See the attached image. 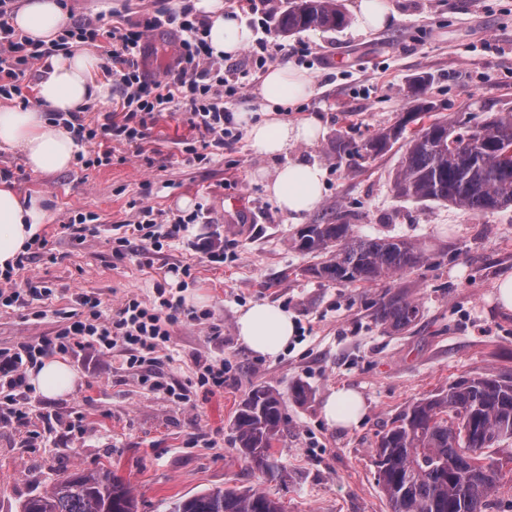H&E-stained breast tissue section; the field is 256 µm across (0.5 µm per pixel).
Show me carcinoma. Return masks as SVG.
<instances>
[{
	"label": "carcinoma",
	"mask_w": 512,
	"mask_h": 512,
	"mask_svg": "<svg viewBox=\"0 0 512 512\" xmlns=\"http://www.w3.org/2000/svg\"><path fill=\"white\" fill-rule=\"evenodd\" d=\"M348 18L339 0H291L276 30L294 35L311 29L344 28ZM427 78L409 86L414 109L397 125L361 142L343 137L339 156L361 159L386 152L404 137L407 125L430 114L424 98ZM395 189L415 200L448 202L464 211L489 213L512 206V116L455 127L435 119L406 143ZM294 249L321 258L307 267L309 277L355 285L385 282L420 268L429 260L417 241L358 235L351 224L328 217L307 224L291 240ZM419 314L403 293L387 292L375 318L400 331ZM281 393L257 385L240 404L232 423L233 442L251 469L270 479L285 467L272 452L288 430ZM512 440V374L499 372L461 380L407 407L373 449L378 485L391 512H489L500 470L485 450ZM132 487L112 470H68L39 495L20 504V512H137ZM171 512H285L282 502L260 489H208L180 497Z\"/></svg>",
	"instance_id": "1"
}]
</instances>
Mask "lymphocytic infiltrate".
<instances>
[{
    "label": "lymphocytic infiltrate",
    "mask_w": 512,
    "mask_h": 512,
    "mask_svg": "<svg viewBox=\"0 0 512 512\" xmlns=\"http://www.w3.org/2000/svg\"><path fill=\"white\" fill-rule=\"evenodd\" d=\"M14 2L0 0V96L4 98L20 94V78L35 65L69 50L75 43L95 46L100 36L92 22L77 20L55 42L32 39L9 23ZM161 28L172 30L176 36L174 63L164 76L151 77L141 69L140 60L146 55L150 34ZM207 34V20L194 15L187 5L178 10L144 11L129 27L113 28L105 72L122 87L119 111L106 113L102 122L93 127L81 124L76 129L79 142L97 146L96 163L110 161L112 143L141 147L148 137L149 120L166 110L181 113L210 146L220 148L239 139V132L233 129L231 106L239 97L243 78L274 61L287 60L289 49L274 40L270 28H262L255 48L246 56L247 68L227 74L216 67ZM186 229L187 223L182 219L158 222L153 207L146 205L139 210L137 221L128 225L124 236L118 239L114 252L124 256L135 241L141 251L159 250L164 243L180 240ZM80 303L87 310L83 319L37 343H22L16 349L0 352V387L8 388L16 418L24 416L21 406L29 388L27 370L39 359L94 350L116 353L122 369L154 365L159 352L170 345L172 327L184 320L199 319L179 296L163 298L156 306L130 298L108 317L100 310V300L84 294Z\"/></svg>",
    "instance_id": "1"
}]
</instances>
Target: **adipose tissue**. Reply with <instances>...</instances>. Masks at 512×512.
Listing matches in <instances>:
<instances>
[{"label":"adipose tissue","instance_id":"1","mask_svg":"<svg viewBox=\"0 0 512 512\" xmlns=\"http://www.w3.org/2000/svg\"><path fill=\"white\" fill-rule=\"evenodd\" d=\"M197 10L211 20L208 40L214 55L236 56L253 40L254 34L238 17L224 10V0H195ZM23 34L44 41L56 39L65 24L58 0H23L11 19ZM97 57L81 49L50 59L38 84L35 107L18 109L0 106V149L18 150L36 173H52L71 167L76 144L70 133L46 119V111L73 112L88 102L108 106L103 85L93 73ZM313 77L289 64H277L264 74L260 94L270 108L259 121H250L247 113H236L243 122L256 153L276 157L298 144H313L323 135V122L317 115L288 122L274 116V108L291 105L309 97ZM324 173L314 164L292 161L277 169L266 185L268 193L287 215L298 218L315 210L322 199ZM48 213L41 201L19 194L7 182L0 181V270L27 252L45 223ZM239 342L250 351L274 356L286 349L295 334L293 318L287 311L257 303L243 309L237 317ZM76 382L70 365L61 358H48L29 373V383L48 397L69 393ZM326 421L339 428L357 424L364 414L361 397L350 389L331 391L323 405Z\"/></svg>","mask_w":512,"mask_h":512}]
</instances>
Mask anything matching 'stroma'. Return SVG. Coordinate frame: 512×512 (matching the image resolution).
I'll list each match as a JSON object with an SVG mask.
<instances>
[{"mask_svg": "<svg viewBox=\"0 0 512 512\" xmlns=\"http://www.w3.org/2000/svg\"><path fill=\"white\" fill-rule=\"evenodd\" d=\"M387 28L284 36L312 48L300 68L314 93L281 117L320 115L325 133L315 144L268 158L248 138L188 160L201 137L181 114L160 112L149 123L142 151L115 145L109 164L74 163L67 170L32 172L16 151H0V172L21 194L46 198L43 248L13 276L21 307L0 308V349L55 335L84 316L79 293L98 297L104 315L126 299L158 304V286L181 287L203 322L174 325L172 361L151 369H118L111 355L89 353L69 364L78 380L69 394L31 393L24 419L0 414V512L43 492L60 467H112L133 488L138 512H168L170 504L216 486L275 494L287 512H390L377 484L373 448L408 405L457 380L512 371V316L502 315L496 283L512 273V207L466 213L452 204L399 196L394 187L405 146L365 160L337 157L338 136L359 140L391 128L414 107L408 88L429 77L434 117L456 125L512 115V0H388ZM320 166V205L302 219L285 214L266 181L288 162ZM150 181V196L141 184ZM245 206L231 213V198ZM160 221L203 212L183 241L149 254L113 252L124 224L142 205ZM92 218L97 230L72 238L71 216ZM341 217L361 235L420 242L428 262L389 285L343 286L310 278L312 256L292 248V236L323 215ZM220 236L224 260L205 247ZM396 287L420 306L416 322L394 331L376 322L375 304ZM254 303L290 313L294 340L276 357L252 353L238 341L236 319ZM226 363L224 387L196 384V359ZM154 374L170 385L156 391ZM269 384L283 395L288 430L276 445L288 471L271 481L250 469L232 440L231 422L249 390ZM304 384L306 402L292 389ZM346 387L366 403L362 422L330 426L323 404Z\"/></svg>", "mask_w": 512, "mask_h": 512, "instance_id": "stroma-1", "label": "stroma"}]
</instances>
